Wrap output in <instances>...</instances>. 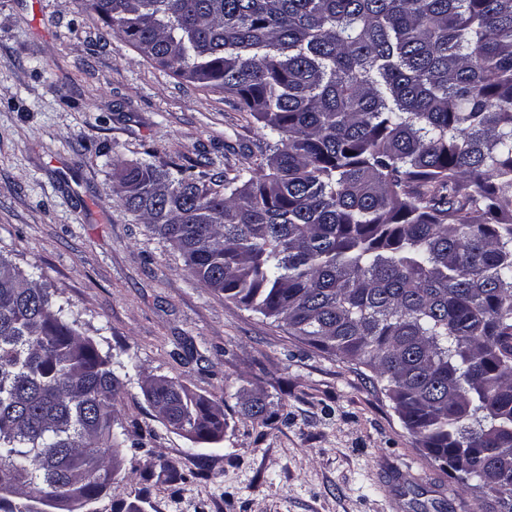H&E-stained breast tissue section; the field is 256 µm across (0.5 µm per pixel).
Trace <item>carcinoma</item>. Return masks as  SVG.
<instances>
[{"label":"carcinoma","mask_w":512,"mask_h":512,"mask_svg":"<svg viewBox=\"0 0 512 512\" xmlns=\"http://www.w3.org/2000/svg\"><path fill=\"white\" fill-rule=\"evenodd\" d=\"M281 136L220 183L122 166L190 275L368 367L420 447L512 512V0H82ZM0 256V512L96 500L124 378ZM210 441L215 405L144 388Z\"/></svg>","instance_id":"carcinoma-1"}]
</instances>
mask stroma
I'll return each instance as SVG.
<instances>
[{"mask_svg":"<svg viewBox=\"0 0 512 512\" xmlns=\"http://www.w3.org/2000/svg\"><path fill=\"white\" fill-rule=\"evenodd\" d=\"M266 134L233 96L147 61L79 0H0V254L129 368L121 467L82 512H481L482 492L430 459L367 367L202 287L113 200L116 162L151 154L218 181L253 166ZM147 376L218 403L223 435L163 426ZM255 393L263 424L244 401Z\"/></svg>","mask_w":512,"mask_h":512,"instance_id":"stroma-1","label":"stroma"}]
</instances>
